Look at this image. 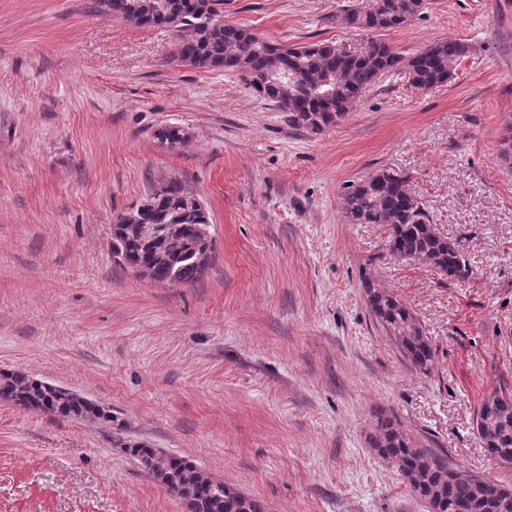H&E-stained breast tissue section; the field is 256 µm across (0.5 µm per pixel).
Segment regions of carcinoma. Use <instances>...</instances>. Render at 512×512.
I'll return each instance as SVG.
<instances>
[{"instance_id":"obj_1","label":"carcinoma","mask_w":512,"mask_h":512,"mask_svg":"<svg viewBox=\"0 0 512 512\" xmlns=\"http://www.w3.org/2000/svg\"><path fill=\"white\" fill-rule=\"evenodd\" d=\"M104 13L137 27H161L174 37L170 63L197 69L224 70L244 77L269 68L273 60L285 61L294 87L283 101L275 85L250 84L259 96L288 113V122L313 133L350 112L381 77L401 75L416 90L445 84L467 53L455 39H438L406 57L388 43L372 40L366 51L354 55L336 52V45L316 42L286 46L269 41L252 29L224 20V0H98ZM421 0H373L361 11L348 9L345 23L362 31L401 28L418 13ZM331 79L325 96L321 83ZM172 147L188 135L179 126H165L155 133ZM345 218L351 224H384L388 247L402 258L424 261L448 280L470 275L459 241L439 233L416 195L409 177L381 169L372 177L345 187ZM138 221L112 224L111 250L117 264L128 270L148 268L154 278L170 285L191 284L203 268L196 253L207 248L198 233L208 211L200 198L174 177L152 186L144 198L129 205ZM366 302L374 317L393 339L401 354L425 374L434 360L428 336L413 313L387 290L362 279ZM0 401L49 414L56 419L114 424L112 410L66 388L0 369ZM376 431L370 445L384 461L397 467L412 493L428 504L429 512H512V489L478 478L453 466L448 458L432 452L400 422L381 409L372 412ZM116 425V424H114ZM476 432L484 448L503 466L512 464V395H487L476 414ZM121 429V425H116ZM187 512H261L256 501L213 480L186 459L165 454L142 442L123 444Z\"/></svg>"}]
</instances>
